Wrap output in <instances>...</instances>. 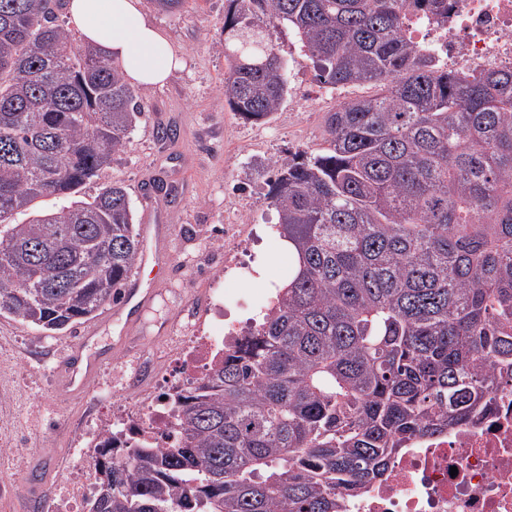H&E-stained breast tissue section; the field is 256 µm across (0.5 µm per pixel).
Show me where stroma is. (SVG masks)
<instances>
[{
    "instance_id": "obj_1",
    "label": "stroma",
    "mask_w": 512,
    "mask_h": 512,
    "mask_svg": "<svg viewBox=\"0 0 512 512\" xmlns=\"http://www.w3.org/2000/svg\"><path fill=\"white\" fill-rule=\"evenodd\" d=\"M141 6L183 65L164 85L137 87L144 116L111 167L82 195L93 196L106 183L124 186L136 225L166 227L156 244L165 273L158 280L144 270L142 279L154 290L149 304L130 322L104 307L89 319L95 333L87 341L78 327L49 332L0 315V421L26 440L20 454L0 455V476L14 491L10 512H55L50 494L76 466L73 440L95 408L96 387L111 385L118 402L135 403L139 384L151 381L158 365L169 360L188 312L200 313L221 331L242 326L268 304L271 285L286 276L274 253L280 239L266 231L277 221L266 186L273 162L325 148L326 120L337 104L375 92L370 85L320 83L294 31L283 26L273 41L287 67L288 93L269 119L245 120L224 97L226 0H187L173 13L158 11L150 0ZM165 126L176 128V139L159 136ZM228 224L240 225L248 251L264 259L270 285L260 287L252 276L226 282L217 308L208 284L221 273L214 247ZM78 343L88 353L111 349L112 358L98 368L90 389L69 396L58 388L57 367ZM33 466L41 467L45 484L31 480Z\"/></svg>"
}]
</instances>
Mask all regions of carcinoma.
<instances>
[{"instance_id": "obj_1", "label": "carcinoma", "mask_w": 512, "mask_h": 512, "mask_svg": "<svg viewBox=\"0 0 512 512\" xmlns=\"http://www.w3.org/2000/svg\"><path fill=\"white\" fill-rule=\"evenodd\" d=\"M407 3L227 0L224 96L242 118L288 92L282 25L320 82L377 93L330 113L327 148L274 165L288 280L173 399L177 446L100 451L87 512H341L412 438L512 387V71L440 67L403 35ZM63 8L0 0V314L47 331L116 301L141 255L125 188L80 194L143 108Z\"/></svg>"}]
</instances>
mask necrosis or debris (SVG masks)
I'll list each match as a JSON object with an SVG mask.
<instances>
[{
	"mask_svg": "<svg viewBox=\"0 0 512 512\" xmlns=\"http://www.w3.org/2000/svg\"><path fill=\"white\" fill-rule=\"evenodd\" d=\"M405 33L449 69L470 74L512 68V0H448V17L412 10ZM172 359L159 369L158 383L142 392L143 411L134 415L109 391L96 397V411L83 438L89 447L82 468L112 437L155 436L169 448L171 398L201 382L224 356L223 337L207 335L203 322L187 317ZM343 512H512V388L497 397L493 413L462 421L447 432L414 438L384 480L347 497Z\"/></svg>",
	"mask_w": 512,
	"mask_h": 512,
	"instance_id": "obj_1",
	"label": "necrosis or debris"
}]
</instances>
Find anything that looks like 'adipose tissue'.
Masks as SVG:
<instances>
[{"instance_id":"obj_1","label":"adipose tissue","mask_w":512,"mask_h":512,"mask_svg":"<svg viewBox=\"0 0 512 512\" xmlns=\"http://www.w3.org/2000/svg\"><path fill=\"white\" fill-rule=\"evenodd\" d=\"M71 23L83 41L119 62L138 85L164 83L180 59L144 15L140 0H68Z\"/></svg>"}]
</instances>
